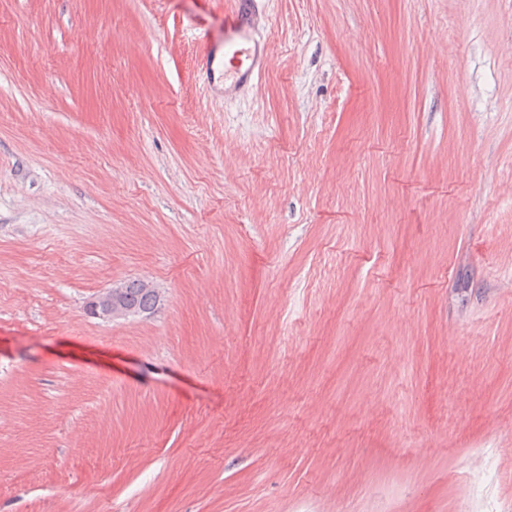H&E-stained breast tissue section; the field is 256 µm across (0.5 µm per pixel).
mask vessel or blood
Wrapping results in <instances>:
<instances>
[{"mask_svg":"<svg viewBox=\"0 0 512 512\" xmlns=\"http://www.w3.org/2000/svg\"><path fill=\"white\" fill-rule=\"evenodd\" d=\"M256 0H234L225 18L224 42L205 57L207 88L212 95L237 97L247 92L266 64L265 20Z\"/></svg>","mask_w":512,"mask_h":512,"instance_id":"1","label":"vessel or blood"}]
</instances>
